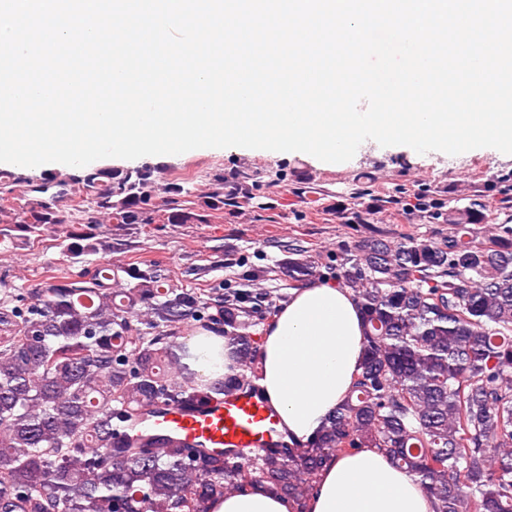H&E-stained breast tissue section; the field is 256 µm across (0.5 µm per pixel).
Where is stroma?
Here are the masks:
<instances>
[{
    "instance_id": "1",
    "label": "stroma",
    "mask_w": 512,
    "mask_h": 512,
    "mask_svg": "<svg viewBox=\"0 0 512 512\" xmlns=\"http://www.w3.org/2000/svg\"><path fill=\"white\" fill-rule=\"evenodd\" d=\"M143 164L156 169L158 185L189 181L195 195L205 194L216 177L233 181L239 172L255 174L257 191L275 208H252L224 214L211 224H183L151 233L103 225L112 242L106 258L115 263L138 257L154 260L174 284L186 288H251L247 275L262 268L261 288L287 297L291 282L281 264L297 247L326 264L336 251L377 235L397 241L408 235L441 239L448 227L424 212H407L415 195L428 193L445 202L483 195L487 202L480 234L498 224L512 226V203L502 204L512 190V155L486 148L456 156L425 154L398 145L370 147L351 160L332 166L302 152H275L241 147L200 148L179 156H146ZM367 178L374 195H391L393 205H376L359 197L360 178ZM69 262L53 236L34 246L0 251V279L22 291L44 287L51 270Z\"/></svg>"
}]
</instances>
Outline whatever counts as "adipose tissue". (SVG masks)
<instances>
[{
    "mask_svg": "<svg viewBox=\"0 0 512 512\" xmlns=\"http://www.w3.org/2000/svg\"><path fill=\"white\" fill-rule=\"evenodd\" d=\"M188 364L211 382L228 375L234 361L226 339L197 331L185 337ZM364 326L349 289L334 282L291 289L288 301L264 325L263 369L258 380L289 439L304 444L351 389L359 371ZM291 498L262 488L225 496L211 512H296ZM306 512H431L415 478L390 464L377 448L334 457L320 471Z\"/></svg>",
    "mask_w": 512,
    "mask_h": 512,
    "instance_id": "adipose-tissue-1",
    "label": "adipose tissue"
}]
</instances>
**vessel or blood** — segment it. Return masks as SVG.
<instances>
[{
	"instance_id": "obj_1",
	"label": "vessel or blood",
	"mask_w": 512,
	"mask_h": 512,
	"mask_svg": "<svg viewBox=\"0 0 512 512\" xmlns=\"http://www.w3.org/2000/svg\"><path fill=\"white\" fill-rule=\"evenodd\" d=\"M280 418L259 390L244 388L188 410L171 407L152 417L150 430L176 434L216 451L265 448L278 438Z\"/></svg>"
}]
</instances>
